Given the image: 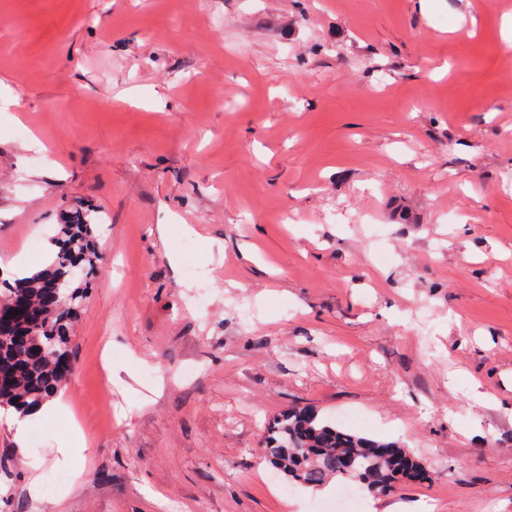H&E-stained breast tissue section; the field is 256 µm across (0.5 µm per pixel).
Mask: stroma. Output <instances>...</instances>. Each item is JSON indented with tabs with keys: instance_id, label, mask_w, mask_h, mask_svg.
Masks as SVG:
<instances>
[{
	"instance_id": "35a3bbf8",
	"label": "stroma",
	"mask_w": 512,
	"mask_h": 512,
	"mask_svg": "<svg viewBox=\"0 0 512 512\" xmlns=\"http://www.w3.org/2000/svg\"><path fill=\"white\" fill-rule=\"evenodd\" d=\"M75 200L102 259L0 512L338 505L268 479L292 407L426 468L362 512H512V0H0V279Z\"/></svg>"
}]
</instances>
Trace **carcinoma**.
<instances>
[{
    "label": "carcinoma",
    "mask_w": 512,
    "mask_h": 512,
    "mask_svg": "<svg viewBox=\"0 0 512 512\" xmlns=\"http://www.w3.org/2000/svg\"><path fill=\"white\" fill-rule=\"evenodd\" d=\"M97 224L95 210L81 201L72 204L48 267L4 289L0 307L21 305L25 323L0 327V409L24 415L53 398L67 380L73 325L99 261ZM265 459L306 487L345 481L350 489L386 496L402 481L426 479L423 465L396 443L346 431L307 408H292L274 420Z\"/></svg>",
    "instance_id": "1"
}]
</instances>
